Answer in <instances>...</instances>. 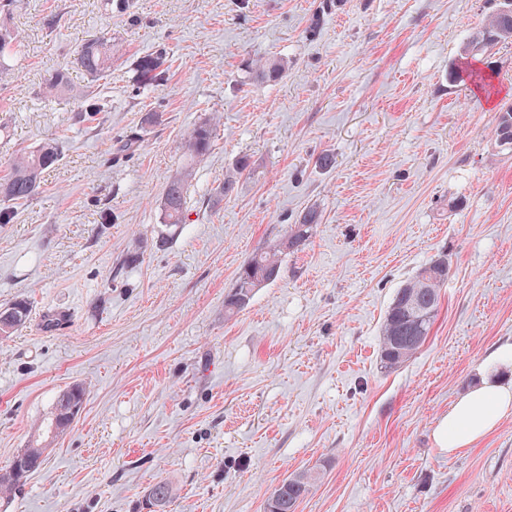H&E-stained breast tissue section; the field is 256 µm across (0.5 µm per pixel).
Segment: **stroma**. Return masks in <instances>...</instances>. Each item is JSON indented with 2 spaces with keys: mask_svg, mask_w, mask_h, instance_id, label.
I'll use <instances>...</instances> for the list:
<instances>
[{
  "mask_svg": "<svg viewBox=\"0 0 512 512\" xmlns=\"http://www.w3.org/2000/svg\"><path fill=\"white\" fill-rule=\"evenodd\" d=\"M17 0L14 77L0 81V175L54 138L38 196L0 224V306L29 299L0 338V467L36 440L55 395L86 387L71 426L0 512H265L295 471L320 480L297 512H512V415L473 448L434 445L443 415L512 342V151L492 140L512 102V43L479 57L498 92L449 79L497 0ZM112 41L91 81L78 44ZM165 49V86L132 62ZM278 59L284 78H250ZM72 91L42 94L60 68ZM99 96L83 122L84 95ZM210 151L184 138L213 113ZM139 146L119 157L129 135ZM335 158L320 168L319 155ZM247 169H240V161ZM187 173V219L164 224ZM235 191L209 202L224 179ZM304 246L283 243L307 210ZM277 278L224 314L255 251ZM443 259L419 351L380 362L397 290ZM187 180L185 175L174 177L167 185L161 202L165 224H182L185 221ZM173 497L172 485L160 480L154 483L146 494V502H148L150 512H166V508Z\"/></svg>",
  "mask_w": 512,
  "mask_h": 512,
  "instance_id": "stroma-1",
  "label": "stroma"
}]
</instances>
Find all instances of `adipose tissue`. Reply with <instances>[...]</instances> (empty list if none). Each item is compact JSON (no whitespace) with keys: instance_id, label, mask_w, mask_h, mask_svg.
Instances as JSON below:
<instances>
[{"instance_id":"ef3b65f1","label":"adipose tissue","mask_w":512,"mask_h":512,"mask_svg":"<svg viewBox=\"0 0 512 512\" xmlns=\"http://www.w3.org/2000/svg\"><path fill=\"white\" fill-rule=\"evenodd\" d=\"M512 415V381L485 380L459 396L434 431L438 448L456 455L472 448Z\"/></svg>"}]
</instances>
